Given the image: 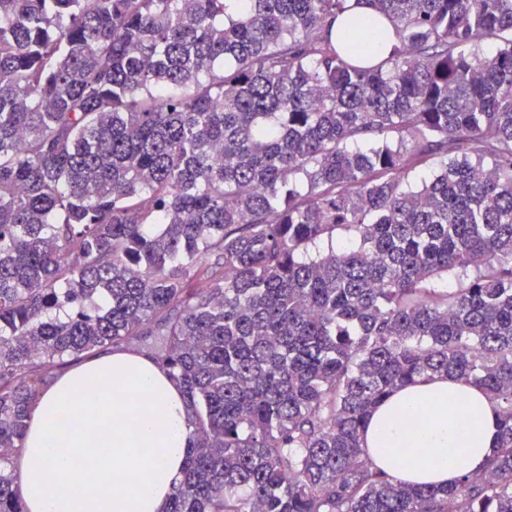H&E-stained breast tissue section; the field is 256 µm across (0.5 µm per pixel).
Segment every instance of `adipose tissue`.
Masks as SVG:
<instances>
[{
    "mask_svg": "<svg viewBox=\"0 0 512 512\" xmlns=\"http://www.w3.org/2000/svg\"><path fill=\"white\" fill-rule=\"evenodd\" d=\"M68 415L59 430L55 419ZM180 387L147 356L109 352L32 408L15 486L27 512H165L193 430ZM498 407L474 382L421 379L373 409L361 445L395 481L454 484L496 445Z\"/></svg>",
    "mask_w": 512,
    "mask_h": 512,
    "instance_id": "obj_1",
    "label": "adipose tissue"
}]
</instances>
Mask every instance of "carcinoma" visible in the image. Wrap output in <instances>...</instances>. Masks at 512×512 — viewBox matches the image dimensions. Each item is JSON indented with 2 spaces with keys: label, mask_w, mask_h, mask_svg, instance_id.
Wrapping results in <instances>:
<instances>
[{
  "label": "carcinoma",
  "mask_w": 512,
  "mask_h": 512,
  "mask_svg": "<svg viewBox=\"0 0 512 512\" xmlns=\"http://www.w3.org/2000/svg\"><path fill=\"white\" fill-rule=\"evenodd\" d=\"M367 2L0 0V512L47 374L135 338L191 407L167 512H512V0ZM435 375L496 450L395 484L363 429Z\"/></svg>",
  "instance_id": "carcinoma-1"
}]
</instances>
